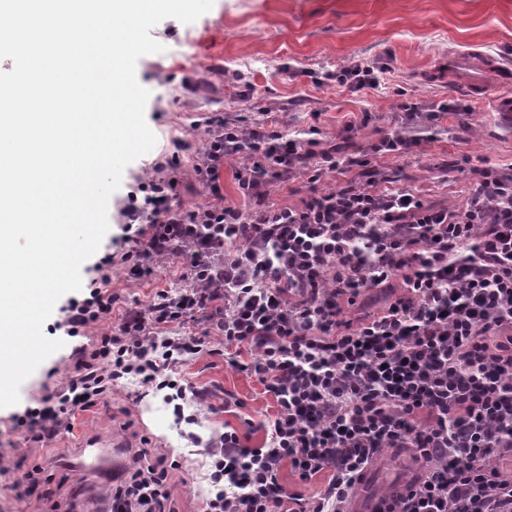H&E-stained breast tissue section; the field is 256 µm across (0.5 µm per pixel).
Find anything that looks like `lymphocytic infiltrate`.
<instances>
[{
	"mask_svg": "<svg viewBox=\"0 0 512 512\" xmlns=\"http://www.w3.org/2000/svg\"><path fill=\"white\" fill-rule=\"evenodd\" d=\"M419 142L407 126L352 156L311 134L226 118L197 147L175 142L195 150L208 201L187 211L177 178L142 182L120 211L121 261L137 279L153 261L178 259L186 286L124 309L112 333L118 298L112 258H101L97 286L57 324L69 337L97 330L95 345L72 351L65 382L15 412V428L52 437L129 377L186 397L170 369L217 343L250 352L275 414L261 447L233 429L211 439L204 512H348L387 448L412 449L418 473L382 494L385 512H512V476L489 465L512 457V168L465 159L461 207L382 187L377 159ZM228 161L231 202L220 184ZM329 171L342 180L302 205L269 199L270 185L314 184ZM396 279L402 291L380 312L344 318V305ZM191 313L203 335L178 333ZM286 467L304 482L329 479L306 498L283 483ZM180 468L165 448L135 460L105 489L113 512H168Z\"/></svg>",
	"mask_w": 512,
	"mask_h": 512,
	"instance_id": "f902f5d3",
	"label": "lymphocytic infiltrate"
}]
</instances>
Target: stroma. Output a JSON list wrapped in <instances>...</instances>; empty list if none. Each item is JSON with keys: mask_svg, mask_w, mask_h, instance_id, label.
I'll use <instances>...</instances> for the list:
<instances>
[{"mask_svg": "<svg viewBox=\"0 0 512 512\" xmlns=\"http://www.w3.org/2000/svg\"><path fill=\"white\" fill-rule=\"evenodd\" d=\"M150 34L165 50L141 57L136 76L150 92L145 118L157 143L126 167L109 200L102 248H109L119 232L117 213L128 194L154 176L157 161L178 154L174 175L192 181L196 155L174 152L173 143L202 141L208 119L215 116L242 126L267 118L287 133L313 127L325 143L337 139L346 121L362 116L366 122L355 141L365 146L404 126L403 102L428 107L448 98L470 103V114L430 121L431 138L407 155L379 161L383 178L395 186L412 185L429 203L460 205L470 182L452 161L468 156L512 165V130L498 123L491 102L470 99L448 84L452 52L479 50L512 71V0H215L195 22L169 18ZM352 60L383 68L381 83L362 89L322 83L325 72ZM182 285L171 260L154 264L151 274L137 281L123 266L112 267V290L126 306L147 305L157 291ZM94 341L90 332L66 338L64 347L22 384L21 404L35 403L59 386L73 348ZM177 375L195 388V402L178 408L166 391L118 387L75 412L68 428L42 440L14 429L11 409L0 408V449L24 467H39L43 489L41 495L21 498L11 479L0 478V512H64L69 506L74 512L92 506L106 512L108 476L70 464L90 435L123 442L128 462L141 450L170 449L183 465L169 484L171 505L175 512H201L208 463L204 441L230 427L245 445L261 447V423L275 407L254 374L225 365L220 355L192 357ZM181 413L195 415V423L178 421ZM413 473L408 450L387 449L368 474V486L379 493Z\"/></svg>", "mask_w": 512, "mask_h": 512, "instance_id": "obj_1", "label": "stroma"}]
</instances>
